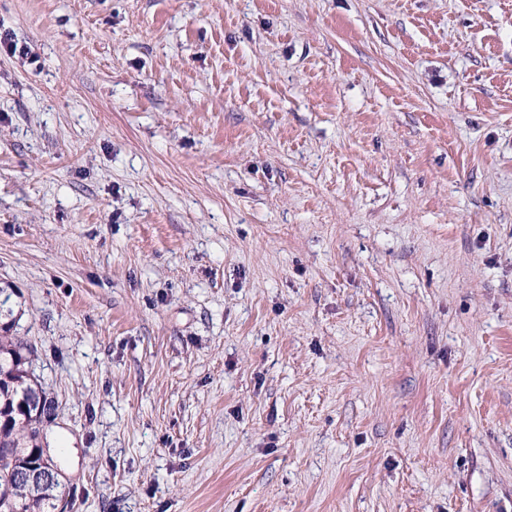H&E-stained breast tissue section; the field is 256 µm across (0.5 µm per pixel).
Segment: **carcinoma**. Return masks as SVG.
Returning <instances> with one entry per match:
<instances>
[{
    "label": "carcinoma",
    "mask_w": 512,
    "mask_h": 512,
    "mask_svg": "<svg viewBox=\"0 0 512 512\" xmlns=\"http://www.w3.org/2000/svg\"><path fill=\"white\" fill-rule=\"evenodd\" d=\"M11 328L9 320L0 324V512H54L66 485L17 482L18 474L44 467L36 425L54 402L25 368L27 348Z\"/></svg>",
    "instance_id": "obj_1"
}]
</instances>
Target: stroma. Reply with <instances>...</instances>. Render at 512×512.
I'll return each instance as SVG.
<instances>
[{
  "label": "stroma",
  "mask_w": 512,
  "mask_h": 512,
  "mask_svg": "<svg viewBox=\"0 0 512 512\" xmlns=\"http://www.w3.org/2000/svg\"><path fill=\"white\" fill-rule=\"evenodd\" d=\"M0 34V300L63 512H512V0Z\"/></svg>",
  "instance_id": "35a3bbf8"
}]
</instances>
